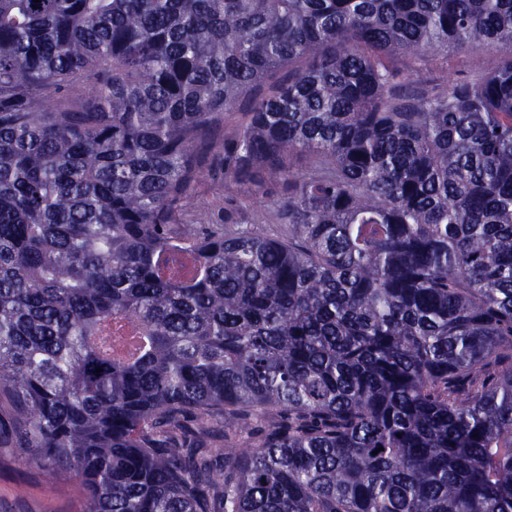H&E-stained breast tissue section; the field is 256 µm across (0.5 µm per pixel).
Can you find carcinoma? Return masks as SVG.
I'll return each instance as SVG.
<instances>
[{"label": "carcinoma", "instance_id": "obj_1", "mask_svg": "<svg viewBox=\"0 0 512 512\" xmlns=\"http://www.w3.org/2000/svg\"><path fill=\"white\" fill-rule=\"evenodd\" d=\"M3 405L84 512H512V0H0ZM453 65L451 71L444 70L445 64L442 58L434 60L430 64L429 77L431 85L444 86L448 78H467L470 75V55L465 50H458L452 53ZM186 209L191 218L196 213L204 212L215 222H224V184L211 178H203L187 201ZM276 199V196L271 198H262L261 196H254L243 194L240 196V200L235 211L237 215L242 219H264L263 224H276L274 218V211L276 209L272 200Z\"/></svg>", "mask_w": 512, "mask_h": 512}]
</instances>
